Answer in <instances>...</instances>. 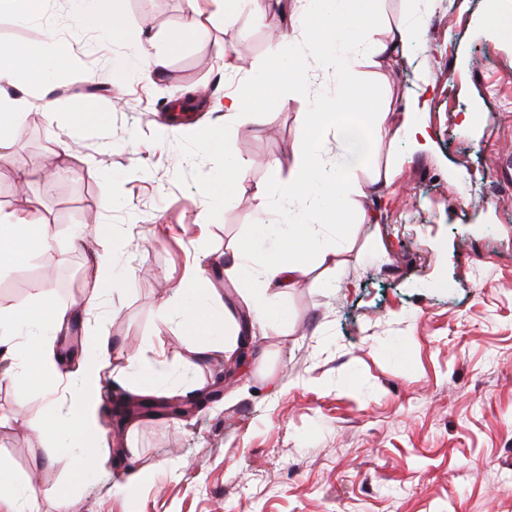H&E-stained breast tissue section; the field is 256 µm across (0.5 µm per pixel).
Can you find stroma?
I'll use <instances>...</instances> for the list:
<instances>
[{
    "label": "stroma",
    "mask_w": 512,
    "mask_h": 512,
    "mask_svg": "<svg viewBox=\"0 0 512 512\" xmlns=\"http://www.w3.org/2000/svg\"><path fill=\"white\" fill-rule=\"evenodd\" d=\"M119 6L120 43L75 31L68 0H48L33 22L0 17V40L39 45L52 29L70 55L50 90L25 79L15 87L32 106L12 158L0 161V211L40 209L58 245L0 273V310L46 287L57 304L78 303L94 276L86 251L105 228L112 265L127 273L99 309L110 365L126 374L113 394L225 393L180 419L100 415L102 469L82 483L49 466L58 438L25 425L49 417L44 392L0 373V464L22 481L43 472L70 493L71 512H512V38L490 23L489 0H421L415 47L347 88L395 114L429 77L422 117L433 142L368 144L357 177L382 185L379 222L352 214L327 226L339 265L310 266L281 290L280 331L252 338L244 376L229 381L224 360L202 351L204 329L169 323L159 306L196 265L212 307L244 309L258 291V280L225 275V255L276 246L263 226L279 223L288 202L271 194L267 164L291 166L302 148L299 117L313 104L286 81L318 52L272 58L277 5L256 17L243 2L234 25L217 15L203 28L184 0ZM144 30L177 47L162 78L136 73ZM272 67L280 86L261 81ZM45 92L58 111L106 120L74 139L49 135ZM238 92L250 110L225 119L213 104ZM255 110L274 118L257 125ZM199 128L220 132L222 150H203ZM393 154L406 161L389 180ZM234 159L245 164L241 197L270 193L265 217L206 196ZM159 347V377L140 378L130 357ZM18 409L24 420L12 419ZM138 470L151 485L128 488Z\"/></svg>",
    "instance_id": "obj_1"
}]
</instances>
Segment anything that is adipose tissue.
<instances>
[{
    "label": "adipose tissue",
    "instance_id": "adipose-tissue-1",
    "mask_svg": "<svg viewBox=\"0 0 512 512\" xmlns=\"http://www.w3.org/2000/svg\"><path fill=\"white\" fill-rule=\"evenodd\" d=\"M71 16L76 29H94L113 42L126 35V21L116 7L115 0H70ZM418 17L409 18L391 36L383 35L363 15L360 0H335V8L326 14H315L309 4H301L288 18L287 26L279 33V46L295 48L300 44H322L325 38L337 42L336 52L319 65L322 72L331 74L338 88L331 105L304 113L301 125L303 147L291 168H283L279 160L268 165L271 189L287 198L289 208L283 218L282 248L263 261H254L248 250L237 248L231 252L229 274L258 278L279 288H290L308 272L306 256L316 263L334 265L340 250L329 245L323 234L318 202L329 198L336 203V221L344 223L348 213H355L363 224L377 221L375 209L365 207L368 198L377 196L376 183L364 184L356 177L367 140L383 141L405 139L416 148L428 147L431 137L420 119V111L427 103L430 82H423L404 104L397 123H390L385 112L360 110L347 112V98L343 88L359 74L360 67H382L396 56L404 55L419 36ZM45 50L43 47L24 48L0 41V85L15 84L20 76L39 83L45 78ZM31 103L26 96L0 94V160L11 157L15 131L21 117ZM334 153L335 178H328L325 167L327 153ZM57 240L39 210L24 214L0 212V268L25 261L32 251L55 248ZM112 254L110 236H99L89 261L95 268L93 281L86 283L80 300L83 315H91L103 293V284L109 277ZM48 290H41L31 298L26 309L0 312V362L16 361L19 357L15 337L21 329L46 328L50 336L33 339L29 347L38 367L28 372L24 384L47 389L60 384L59 364L62 360L53 338L63 331L74 316L70 307L52 303ZM167 315L185 324H204L211 336H223L220 347L226 360H233L249 345L237 317L232 311L216 314L208 304L186 307L179 299L163 303ZM111 358L106 341L85 350L78 383L68 391L64 416L36 422L39 431L66 434L76 444L73 452L58 459L62 468L85 478L98 472L100 453L94 449L101 428L96 411L101 400L103 371ZM23 496L31 508H38L43 499H54L57 512H69L68 495L58 491L56 484L34 481L18 482L0 466V501Z\"/></svg>",
    "mask_w": 512,
    "mask_h": 512
}]
</instances>
